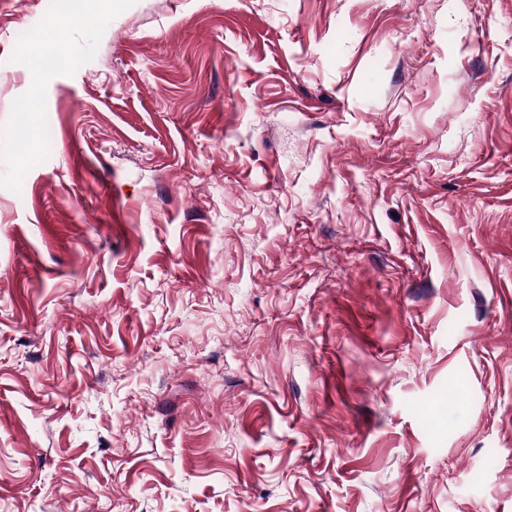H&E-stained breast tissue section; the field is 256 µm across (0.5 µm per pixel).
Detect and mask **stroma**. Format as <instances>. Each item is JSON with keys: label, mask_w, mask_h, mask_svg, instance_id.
<instances>
[{"label": "stroma", "mask_w": 512, "mask_h": 512, "mask_svg": "<svg viewBox=\"0 0 512 512\" xmlns=\"http://www.w3.org/2000/svg\"><path fill=\"white\" fill-rule=\"evenodd\" d=\"M71 11L0 0V512H512V0Z\"/></svg>", "instance_id": "1"}]
</instances>
